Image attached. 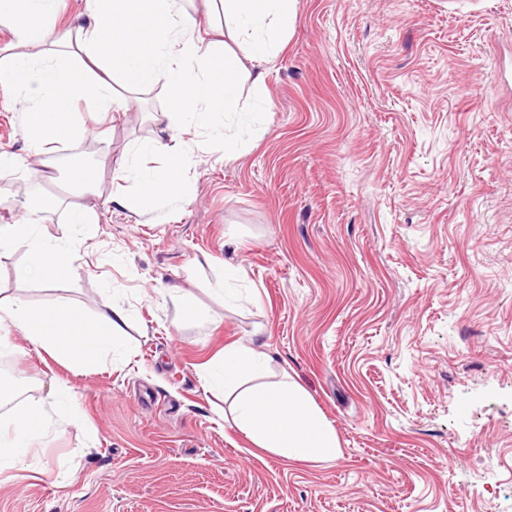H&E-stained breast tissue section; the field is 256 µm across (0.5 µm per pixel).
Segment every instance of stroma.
<instances>
[{
  "mask_svg": "<svg viewBox=\"0 0 512 512\" xmlns=\"http://www.w3.org/2000/svg\"><path fill=\"white\" fill-rule=\"evenodd\" d=\"M261 69L260 133L229 156L196 136L189 193L160 219L106 202L132 189L120 164L158 135L163 86H115L130 109L103 124L80 105L85 135L42 153L47 179L26 170L25 101L0 97V153L19 162L0 219L41 192L59 199L48 236H76V206L94 228L53 288L18 278L23 251L0 255V304L131 311L125 355L83 370L0 326L26 387L0 420L34 401L51 416L0 475V512H512V0H296ZM74 165L98 168L95 194L63 191ZM227 261L243 270L228 305L205 286ZM235 342L311 396L335 459L283 462L223 420L201 373ZM61 384L75 413L54 408Z\"/></svg>",
  "mask_w": 512,
  "mask_h": 512,
  "instance_id": "35a3bbf8",
  "label": "stroma"
}]
</instances>
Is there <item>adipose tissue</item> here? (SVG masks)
<instances>
[{"mask_svg": "<svg viewBox=\"0 0 512 512\" xmlns=\"http://www.w3.org/2000/svg\"><path fill=\"white\" fill-rule=\"evenodd\" d=\"M185 0H88L84 13L69 24L78 52L49 48L57 0H0V24L21 56L0 60V95L27 98L22 128L30 147L71 143L84 128L80 103L93 104L101 118L130 106L115 96L113 80L131 89L163 86L167 105L161 117L167 133L135 144L124 166L133 194H113L112 204L138 215L154 214L164 201L182 198L183 178L192 155L190 130L223 139L233 153L244 136L258 131L271 101L262 93V74L240 73V58L266 61L276 56L294 20L295 0H219L224 40L207 39ZM236 51H229V44ZM252 96H244V83ZM162 159L159 167L147 166ZM81 239L51 238L28 220L0 223V255L23 250L21 280L51 286L68 279L80 258ZM107 311L88 319L71 304L19 303L0 310V324H14L36 347L74 369L120 353L127 309L106 300ZM267 357L250 344L225 346L203 371L206 384L223 391L235 427L257 449L287 462H323L335 458V428L293 379L266 384ZM50 416L33 404L0 426V472L24 461L43 437Z\"/></svg>", "mask_w": 512, "mask_h": 512, "instance_id": "obj_1", "label": "adipose tissue"}]
</instances>
